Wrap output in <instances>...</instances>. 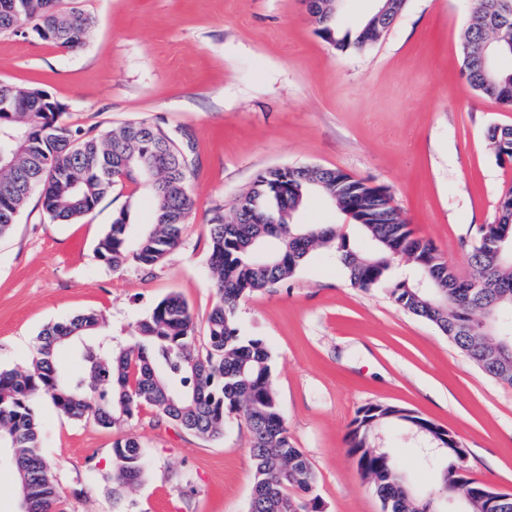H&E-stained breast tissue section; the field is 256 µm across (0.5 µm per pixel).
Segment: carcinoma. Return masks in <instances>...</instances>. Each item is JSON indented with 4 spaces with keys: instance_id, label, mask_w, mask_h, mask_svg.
<instances>
[{
    "instance_id": "1",
    "label": "carcinoma",
    "mask_w": 512,
    "mask_h": 512,
    "mask_svg": "<svg viewBox=\"0 0 512 512\" xmlns=\"http://www.w3.org/2000/svg\"><path fill=\"white\" fill-rule=\"evenodd\" d=\"M59 0H0V32L17 33L34 19L50 43L71 49L91 19L79 10H62ZM500 0H475L476 14L501 19L497 55L512 57V8ZM406 0H396L385 24L361 25L341 33L333 21L317 20L320 33L336 48H362L388 31ZM488 33L472 23L465 34L463 74L479 94L512 104V72L484 75L482 44ZM21 112H0V237L11 232L30 196L38 194L52 221L71 224L92 212L112 188L124 182L144 190L154 222L135 224L137 198L114 217L98 240L94 255L113 270L151 267L181 244L193 214L190 184L198 176L197 142L186 130L172 132L143 119L108 131L74 128L63 112H45L49 93L0 82V98ZM496 156L512 162V126L491 141ZM311 194L323 196L351 219L354 235L339 225L297 224L294 215ZM241 197L251 209L234 206L227 218L216 207L207 223L208 285L215 303L207 321V346L197 347L196 326L186 300L171 294L139 320L134 340L113 342L102 333V319L86 312L44 328L29 365L0 370V463L27 489V512H63L51 464L41 451L35 402L47 399L61 415L92 419L120 428L148 407L185 431L217 438L233 415L245 411L255 476L247 512H319L311 462L295 447L273 390L272 352L258 337L239 335L237 310L247 295L292 277L317 248L334 249L350 285L370 288L390 278L396 259L411 266L392 283L394 302L405 312L431 322L494 381L512 386V359L494 351L512 343V263L494 262L472 248L471 275L460 281L436 247L414 236L386 188L335 168L290 166L288 172H260ZM512 226V189L500 199L496 225ZM488 313L497 315L493 333L464 334L460 324ZM80 358L82 371L69 372L66 358ZM411 434L420 469L436 478L410 486L379 436L397 427ZM448 436L447 450H435L434 436ZM350 453L363 478L381 501L382 512H427L440 508L446 488L461 480L465 449L446 428L418 412L394 404L360 408L351 422ZM150 466L134 436L112 449V508L124 512L126 493L141 485ZM495 490L480 485L462 501L460 512H512V496L501 494L488 510ZM433 501H428V497Z\"/></svg>"
}]
</instances>
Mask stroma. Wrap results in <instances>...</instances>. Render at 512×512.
I'll use <instances>...</instances> for the list:
<instances>
[{
	"label": "stroma",
	"mask_w": 512,
	"mask_h": 512,
	"mask_svg": "<svg viewBox=\"0 0 512 512\" xmlns=\"http://www.w3.org/2000/svg\"><path fill=\"white\" fill-rule=\"evenodd\" d=\"M92 19L65 50L34 33H0V81L36 86L67 123L101 130L148 119L190 130L201 171L182 243L157 266L119 271L94 248L133 193L110 195L75 224L51 221L30 197L0 238V367L27 365L39 332L86 311L127 338L169 294L205 337L206 220L232 213L266 169L322 166L387 188L419 237L459 276L466 248L494 223L512 163L487 139L512 106L474 91L462 72L472 0H406L396 23L363 49H337L305 0H62ZM241 335L273 354L274 391L295 447L311 462L320 512H381L349 453V425L371 403L401 405L456 434L472 479L512 493V386L486 376L429 321L404 312L388 285L355 288L336 255L314 251L292 277L245 298ZM41 446L69 512H112V448L136 436L150 460L126 512H247L253 485L244 414L217 440L151 409L120 428L36 403Z\"/></svg>",
	"instance_id": "stroma-1"
}]
</instances>
